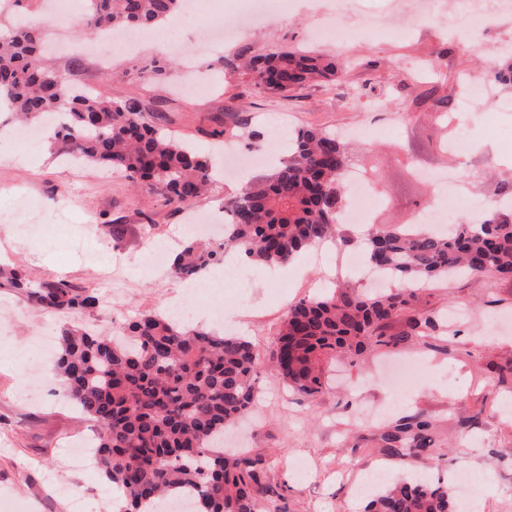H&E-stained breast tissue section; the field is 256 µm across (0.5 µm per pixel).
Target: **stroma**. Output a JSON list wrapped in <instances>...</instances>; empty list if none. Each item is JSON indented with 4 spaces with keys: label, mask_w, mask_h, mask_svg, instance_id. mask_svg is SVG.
I'll list each match as a JSON object with an SVG mask.
<instances>
[{
    "label": "stroma",
    "mask_w": 512,
    "mask_h": 512,
    "mask_svg": "<svg viewBox=\"0 0 512 512\" xmlns=\"http://www.w3.org/2000/svg\"><path fill=\"white\" fill-rule=\"evenodd\" d=\"M398 0H277L272 16L236 41L198 56L196 77L210 83L206 96H184L175 86L181 78L184 52L196 41L193 24L177 32V50L146 45L134 55H115L110 67L91 57L55 56L56 68L76 83L94 84L113 98L139 95L158 114L157 125L168 136L190 142L221 159L223 132L237 125L235 145L253 154L263 145L250 138L258 130L277 133L280 121L290 132L322 128L353 133V164L373 171L388 193L374 213L375 224L412 223L429 201L442 200L428 179L431 171H447L442 143L448 131L435 118L428 97L442 85L460 103L459 87L468 77L488 71L485 46L512 49V13L489 20L476 38L472 55H462L450 38L446 21L412 23L404 37L361 32V18L385 14ZM340 19L351 39L327 53L344 60L336 80L305 86L285 95L260 90L249 76L224 77L218 57L247 48L255 53L286 44L313 47L312 27L326 15ZM373 86L383 111L368 108L357 92ZM478 116L469 127L471 154L462 162L472 191L462 185L444 200L449 216L473 217L475 202L495 200L499 180L512 181V110L477 101ZM22 142L0 138V263L17 265L36 281L64 279L74 287L100 292L104 270L101 257L112 259V303L79 315L87 328L112 331L142 312L164 311L177 293L176 281L157 275L147 264L145 227L155 240L182 236L184 218L176 205L160 195L134 188L124 173L103 178L101 169L84 164L61 166L56 156L41 165L25 162ZM41 211L49 230L32 236L22 230L31 210ZM122 219L127 231L115 240L104 220ZM336 243L319 252H305L290 261L288 274L269 278L264 267L251 265L246 287L233 284L209 290V312L197 328L247 337L259 359H267L278 323L288 306L321 294L336 280ZM230 308L232 319L217 321L212 312ZM465 309L469 316L449 325V310ZM421 316L436 318L438 327L414 344L397 350L398 358L422 364L410 394L390 402V389L378 370L383 356L368 354L357 362L337 366L331 388L315 399L304 398L269 371L257 383L252 416L226 432L224 446H244L249 454L271 461L267 481L286 512H364L366 496L356 486L367 473L383 467L387 482L415 475L432 482L448 480L460 470L476 475L473 496L478 512H512V280L466 275L442 281L423 291ZM61 325L51 313L34 312L26 298L0 288V512H72V499H81L84 512H114L117 491L106 485L97 469L68 465L71 444L92 434L95 426L72 410L58 394L53 359H41L33 342L43 324ZM40 364L36 382L42 393L32 403L18 390L27 369ZM382 409L381 422L360 423L356 414ZM432 424L428 450L396 456L380 442L383 424L414 414ZM70 493L61 495L59 481Z\"/></svg>",
    "instance_id": "stroma-1"
}]
</instances>
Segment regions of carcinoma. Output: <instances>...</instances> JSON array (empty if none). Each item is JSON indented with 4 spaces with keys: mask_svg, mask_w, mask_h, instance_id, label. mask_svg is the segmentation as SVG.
I'll list each match as a JSON object with an SVG mask.
<instances>
[{
    "mask_svg": "<svg viewBox=\"0 0 512 512\" xmlns=\"http://www.w3.org/2000/svg\"><path fill=\"white\" fill-rule=\"evenodd\" d=\"M185 0H87L78 34L154 27ZM42 27L8 26L0 32V110L24 120L61 117L53 130L57 152L120 170L134 185L167 204L200 198L212 163L189 144L167 137L150 121L137 95L112 99L84 95L58 70L40 62ZM243 49L219 60L243 66L255 85L288 94L330 81L343 68L333 55L282 46L251 56ZM487 81L512 84V57ZM352 152L336 135L309 129L297 134L288 159L225 201L230 222L220 243H189L171 262L173 273L193 277L224 262L231 248L254 264L282 265L302 250L341 237L346 206L344 174ZM370 265L400 287L370 293L338 284L322 297L288 306L276 333L268 370L309 398L326 388L325 367L391 351L418 340L433 319L414 315L416 284L453 280L464 273L512 277V202L491 205L482 220H461L450 232L374 227L363 242ZM25 294L38 310L81 314L99 297L62 279L32 283L17 268L0 269V288ZM402 319L405 329L389 333ZM57 367L65 395L98 427L95 464L102 479L123 496L119 512H153L183 495L194 512H262L270 493L263 455L213 450L224 429L254 406L260 361L242 336L180 327L172 318L142 313L106 334L64 323L58 330ZM430 422L420 415L386 428L384 446L400 455L430 447ZM365 512H457L453 486L404 479L376 491Z\"/></svg>",
    "mask_w": 512,
    "mask_h": 512,
    "instance_id": "obj_1",
    "label": "carcinoma"
}]
</instances>
